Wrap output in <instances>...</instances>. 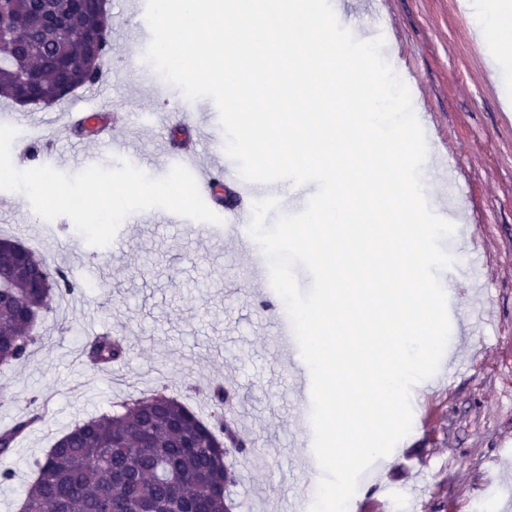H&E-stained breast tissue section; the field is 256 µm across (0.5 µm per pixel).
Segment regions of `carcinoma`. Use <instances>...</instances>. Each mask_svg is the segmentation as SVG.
<instances>
[{
	"instance_id": "obj_1",
	"label": "carcinoma",
	"mask_w": 512,
	"mask_h": 512,
	"mask_svg": "<svg viewBox=\"0 0 512 512\" xmlns=\"http://www.w3.org/2000/svg\"><path fill=\"white\" fill-rule=\"evenodd\" d=\"M0 15L46 21L12 27L0 40V97L12 101L37 95L59 103L67 93L102 78V57L84 65L92 42L111 34L108 13L94 0H0ZM75 19L84 37L65 40L61 23ZM16 241L0 237V364L20 363L34 342L30 324L49 308L52 296L74 292L67 273L26 248L27 272H15ZM55 283L54 295L40 283ZM96 365L125 359L118 336L103 334L89 344ZM34 405L11 429L0 433V455L43 418ZM250 444L220 416L209 422L174 397L155 393L120 404V410L91 417L63 434L35 464L37 476L21 506L31 512H138L145 503L175 512H226L224 488L236 483L228 457L247 454Z\"/></svg>"
}]
</instances>
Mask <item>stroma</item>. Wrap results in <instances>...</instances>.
<instances>
[{
  "label": "stroma",
  "instance_id": "35a3bbf8",
  "mask_svg": "<svg viewBox=\"0 0 512 512\" xmlns=\"http://www.w3.org/2000/svg\"><path fill=\"white\" fill-rule=\"evenodd\" d=\"M112 48L103 75L112 86L119 133L135 166L166 175L164 151L149 126L154 113L184 104L167 81L143 91L125 66L144 65L132 40L135 0H110ZM387 23L398 53V75L428 115L435 138L457 158L466 196L463 237L478 252L456 249L454 288L460 311H469L473 279L488 288L490 323L461 325L463 367L443 385L424 387L425 421L392 452L371 465L378 482L360 477L351 512H393L400 495L405 512H512V110L496 83L487 82L484 53L459 0H387ZM14 125L28 138L49 135L64 173L86 167L102 148L92 138L58 129L47 109L15 108ZM130 214L113 245L89 246L71 220L44 221L19 192L0 191V237L37 249L77 284L70 298L53 301L36 328L29 357L0 364V432L23 416L30 399L47 401L41 423L19 436L0 470L13 480L0 486V512H18L34 463L79 421L111 413L113 405L161 392L202 418L216 409L211 382L236 389L232 427L264 455L234 460L239 482L230 487L233 512H289L317 469L298 466L294 407L298 397L289 365L271 339L263 284L244 273L234 234L190 219L149 224ZM121 337V363L92 367L85 343L100 333Z\"/></svg>",
  "mask_w": 512,
  "mask_h": 512
}]
</instances>
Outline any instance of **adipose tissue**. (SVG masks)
Returning a JSON list of instances; mask_svg holds the SVG:
<instances>
[{
    "label": "adipose tissue",
    "mask_w": 512,
    "mask_h": 512,
    "mask_svg": "<svg viewBox=\"0 0 512 512\" xmlns=\"http://www.w3.org/2000/svg\"><path fill=\"white\" fill-rule=\"evenodd\" d=\"M472 31L484 46L506 107H512V0H463Z\"/></svg>",
    "instance_id": "adipose-tissue-1"
}]
</instances>
